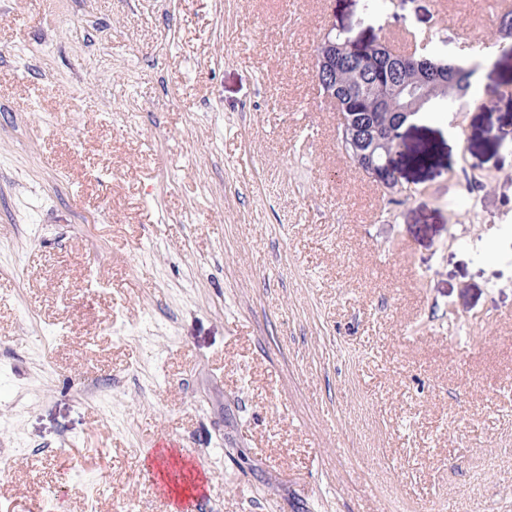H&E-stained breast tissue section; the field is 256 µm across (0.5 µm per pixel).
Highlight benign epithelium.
Instances as JSON below:
<instances>
[{"label": "benign epithelium", "mask_w": 512, "mask_h": 512, "mask_svg": "<svg viewBox=\"0 0 512 512\" xmlns=\"http://www.w3.org/2000/svg\"><path fill=\"white\" fill-rule=\"evenodd\" d=\"M376 50L377 56L372 59L369 49H357L347 41L338 43L325 36L316 49L315 74L318 81L331 85L325 97L336 106L357 95H369L377 110L386 114L387 121L381 124L371 112H343L342 132L350 158L357 167L383 188L401 192L397 151L391 149V141H400V129L427 101L429 91L448 90L451 70L426 56L399 54L384 45ZM350 63L371 72L406 71L411 79L398 82L374 77L352 88L336 84V76Z\"/></svg>", "instance_id": "obj_1"}]
</instances>
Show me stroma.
Segmentation results:
<instances>
[{"label": "stroma", "mask_w": 512, "mask_h": 512, "mask_svg": "<svg viewBox=\"0 0 512 512\" xmlns=\"http://www.w3.org/2000/svg\"><path fill=\"white\" fill-rule=\"evenodd\" d=\"M496 0H0V512H512V37ZM491 103L349 159L327 32ZM496 47L492 66L477 64Z\"/></svg>", "instance_id": "35a3bbf8"}]
</instances>
